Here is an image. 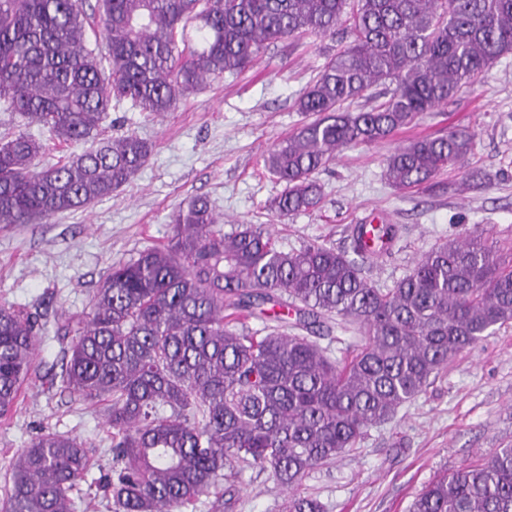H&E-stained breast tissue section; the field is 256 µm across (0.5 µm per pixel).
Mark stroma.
Segmentation results:
<instances>
[{"mask_svg":"<svg viewBox=\"0 0 512 512\" xmlns=\"http://www.w3.org/2000/svg\"><path fill=\"white\" fill-rule=\"evenodd\" d=\"M339 47L328 38L271 44L246 71L208 79L160 116L124 102L102 122L103 135L133 133L153 145L148 162L127 185L46 222L0 224V305L39 314L44 328L39 373L23 385L16 411L0 419V490L21 448L44 433L68 434L85 442L90 457L88 480L80 485L87 512H112L98 484L112 472L103 407L48 382L60 375L67 346L57 330L67 314L88 309L113 264L166 242L170 216L181 202L207 198L225 230L259 225L288 251L316 238L348 248V227L382 214L402 231L390 255L365 271L379 288L391 287L435 243L465 231L512 247V54L397 138L337 153L319 175L321 209L285 219L269 210L285 185L265 172L263 155L303 124L295 102ZM463 128L476 133L468 163L496 174L492 188L462 186L450 170L440 176L447 190L431 195L388 185L385 159L399 142ZM507 442L512 443V327L462 353L394 420L371 428L356 453L314 469L302 488L318 495L325 512H407L439 471L489 458ZM285 496L269 472L249 468L229 512H281Z\"/></svg>","mask_w":512,"mask_h":512,"instance_id":"1","label":"stroma"}]
</instances>
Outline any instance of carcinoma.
Wrapping results in <instances>:
<instances>
[{
    "label": "carcinoma",
    "mask_w": 512,
    "mask_h": 512,
    "mask_svg": "<svg viewBox=\"0 0 512 512\" xmlns=\"http://www.w3.org/2000/svg\"><path fill=\"white\" fill-rule=\"evenodd\" d=\"M341 22L345 45L297 99L308 121L264 157L285 183L273 201L282 218L320 207L316 174L337 152L392 138L512 54V0H0V104L81 148L49 163L36 135L3 133L0 224L46 222L131 181L152 145L102 136L112 104L170 112L267 44L334 36ZM96 24L103 48L87 44ZM380 84L383 101L349 109ZM474 140L471 130L410 139L385 177L429 190L454 169L487 188L492 175L466 165ZM172 223L167 243L112 266L91 312L63 326L62 386L107 403L114 512H195L212 494L220 509L247 468L288 488L283 512H325L295 492L310 471L359 449L460 353L512 323V257L481 235L435 244L376 288L363 266L401 232L384 218L350 225L348 252L318 241L284 251L251 224L226 233L203 197ZM40 331L39 315L0 306V418L36 370ZM89 470L82 441L40 435L17 454L0 512H74ZM409 512H512V447L437 476Z\"/></svg>",
    "instance_id": "carcinoma-1"
}]
</instances>
